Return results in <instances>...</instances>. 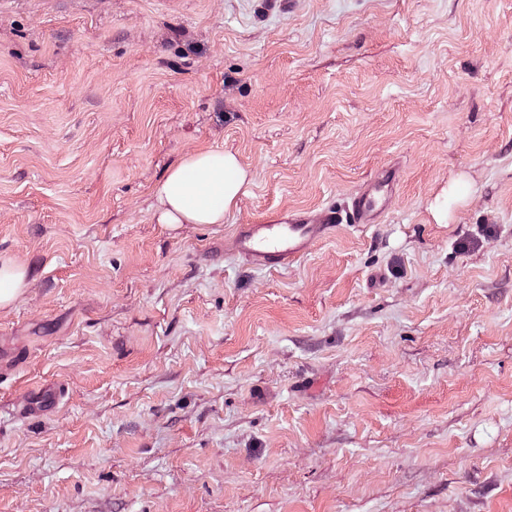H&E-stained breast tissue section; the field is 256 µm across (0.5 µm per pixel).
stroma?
I'll return each instance as SVG.
<instances>
[{
  "mask_svg": "<svg viewBox=\"0 0 512 512\" xmlns=\"http://www.w3.org/2000/svg\"><path fill=\"white\" fill-rule=\"evenodd\" d=\"M209 149L235 206L157 223ZM0 257V512H512V0H0ZM247 172L224 150L189 154L156 186L160 224H220L247 184ZM392 188L391 171L383 167L346 206L331 204L310 215L288 213L271 224H239L235 229L237 252L257 268L272 269L287 265L309 253L339 224H375ZM27 271L9 259L0 261V306L12 303L26 287Z\"/></svg>",
  "mask_w": 512,
  "mask_h": 512,
  "instance_id": "stroma-1",
  "label": "stroma"
}]
</instances>
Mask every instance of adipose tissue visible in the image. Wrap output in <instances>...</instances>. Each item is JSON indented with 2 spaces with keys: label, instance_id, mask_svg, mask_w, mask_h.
<instances>
[{
  "label": "adipose tissue",
  "instance_id": "ef3b65f1",
  "mask_svg": "<svg viewBox=\"0 0 512 512\" xmlns=\"http://www.w3.org/2000/svg\"><path fill=\"white\" fill-rule=\"evenodd\" d=\"M247 184L238 160L221 150L189 154L171 166L155 189L161 224H220Z\"/></svg>",
  "mask_w": 512,
  "mask_h": 512
}]
</instances>
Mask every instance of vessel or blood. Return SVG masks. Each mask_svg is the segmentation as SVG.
<instances>
[{
    "instance_id": "1",
    "label": "vessel or blood",
    "mask_w": 512,
    "mask_h": 512,
    "mask_svg": "<svg viewBox=\"0 0 512 512\" xmlns=\"http://www.w3.org/2000/svg\"><path fill=\"white\" fill-rule=\"evenodd\" d=\"M393 188L388 168H381L352 198L350 204L328 205L314 214H288L271 224H240L235 229L238 254L257 268L287 265L310 252L339 224L376 223Z\"/></svg>"
}]
</instances>
